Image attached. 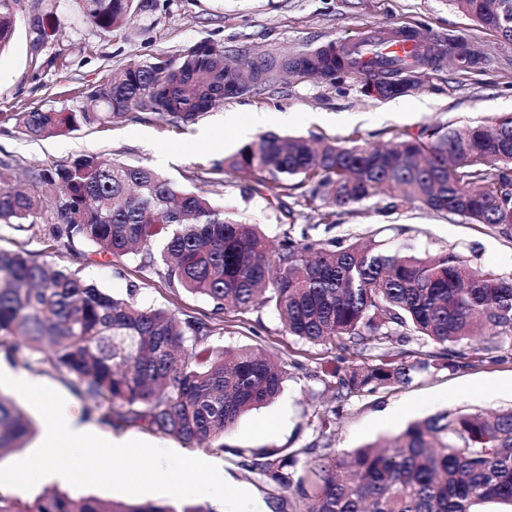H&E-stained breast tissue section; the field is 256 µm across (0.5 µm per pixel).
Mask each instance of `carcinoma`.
<instances>
[{"mask_svg": "<svg viewBox=\"0 0 512 512\" xmlns=\"http://www.w3.org/2000/svg\"><path fill=\"white\" fill-rule=\"evenodd\" d=\"M512 41V0H445ZM20 0H0V53L10 44ZM101 30L123 26L139 0H76ZM256 70L231 68L207 42L163 67L129 66L87 94L77 112L34 109L5 121L31 138L59 135L160 111L183 128L196 123L223 88ZM384 97L402 80L374 81ZM267 187L290 222L275 247L257 225L224 213L207 197L178 188L147 165L84 155L67 166L30 171L14 187L12 161L0 159V224H42L54 241L83 243L109 257L137 260L143 278L202 296L217 313L269 307L288 334L337 342L350 357L343 392L373 393L407 383L424 368L402 358L362 367L372 341L421 337L441 347V367L465 358L474 336L512 337V279L496 277L454 252L418 256L325 234L337 209L386 196L385 209L417 204L453 214L512 239V114L459 128L436 126L383 145L313 144L266 133L216 167ZM308 184L305 205L317 224H298L283 202ZM110 296L68 267L25 250L0 249V351L67 380L84 411L110 427L144 425L202 451L224 449V433L281 392L279 360L211 344L224 325ZM35 432L13 399L0 394V458ZM391 448L316 457L293 475L298 452L237 449L241 466L281 487L295 485L291 512H485L512 506V407L444 410L410 423ZM0 512H212L204 505H130L52 492L30 502L0 497Z\"/></svg>", "mask_w": 512, "mask_h": 512, "instance_id": "1", "label": "carcinoma"}]
</instances>
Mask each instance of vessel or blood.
I'll return each mask as SVG.
<instances>
[{
    "mask_svg": "<svg viewBox=\"0 0 512 512\" xmlns=\"http://www.w3.org/2000/svg\"><path fill=\"white\" fill-rule=\"evenodd\" d=\"M433 47L420 32L403 27L376 26L336 42L331 54L317 56L318 64L338 56L346 70L365 77L402 73L432 57Z\"/></svg>",
    "mask_w": 512,
    "mask_h": 512,
    "instance_id": "vessel-or-blood-1",
    "label": "vessel or blood"
}]
</instances>
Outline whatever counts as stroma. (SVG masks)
Listing matches in <instances>:
<instances>
[{
	"mask_svg": "<svg viewBox=\"0 0 512 512\" xmlns=\"http://www.w3.org/2000/svg\"><path fill=\"white\" fill-rule=\"evenodd\" d=\"M124 26L104 32L85 20L75 0H21L14 36L0 53V118L35 108L75 112L86 94L132 65H160L200 41L223 48L226 59L271 65L262 79L225 96L195 124L179 130L154 111L133 110L117 122L80 127L59 136L24 137L0 121V158H12L18 171L54 168L100 154L129 165H149L178 187L208 196L226 213L260 225L276 236L282 214L270 191L247 175L214 174L215 165L263 131L309 139L359 144L384 143L418 135L438 125L466 126L512 114V42L480 26L445 0H149ZM377 25H406L435 39L436 60L412 72L415 89L381 99L370 95L363 77L350 72L324 78L301 68L305 56L330 42ZM41 46H34L35 36ZM467 48L471 60L458 64L452 49ZM265 112L267 128L252 127L248 116ZM287 123H277L280 113ZM241 126H224L226 114ZM373 198L343 209L333 236L354 241L376 233L386 249L427 254L455 251L471 265L512 278V240L457 215L434 214L411 205L384 212ZM0 247L24 248L38 259L79 270L103 291L126 295L136 288L145 307H166L214 320L212 305L185 292H172L160 279L141 280L136 262L112 261L85 244L67 246L44 238L40 225L0 229ZM224 333L214 345L234 350L250 346L278 355L287 380L272 403L248 412L225 433L224 447L204 454L179 441L166 448L216 462L241 487L272 503L291 502L294 488L259 482L244 469L234 449L261 451L318 445L329 454H349L364 445L385 443L411 422L445 409L493 411L512 406V342L478 336L463 344L467 365L435 369L439 348L424 339L375 345L364 362L374 365L386 351L423 363L412 382L354 393L336 401L330 372L339 353L330 344H312L288 335L278 313L268 307L246 314L224 313ZM338 408L335 422L319 432L324 409Z\"/></svg>",
	"mask_w": 512,
	"mask_h": 512,
	"instance_id": "obj_1",
	"label": "stroma"
}]
</instances>
